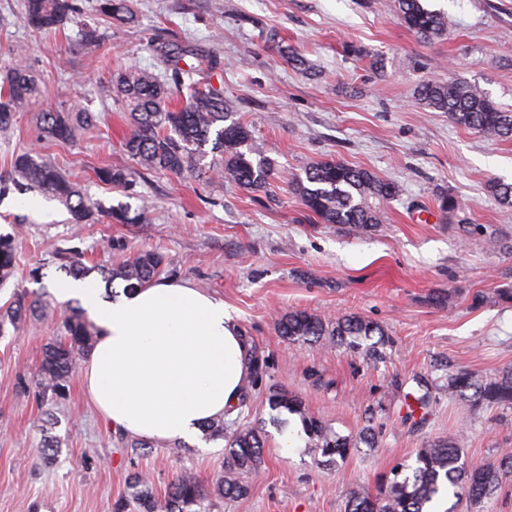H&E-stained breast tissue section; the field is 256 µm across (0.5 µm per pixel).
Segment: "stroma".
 Masks as SVG:
<instances>
[{"mask_svg":"<svg viewBox=\"0 0 512 512\" xmlns=\"http://www.w3.org/2000/svg\"><path fill=\"white\" fill-rule=\"evenodd\" d=\"M393 2L130 0L132 21L110 23L98 0H72L64 25L40 33L23 21L24 0H0V78L23 61L38 86L36 100L0 130V175L28 152L59 166L103 207L123 203L145 215L138 224H73L40 192L15 185L0 194V234L17 244L0 312L20 293L52 295L66 278L58 254L71 250L96 278L155 249L164 256L160 279L224 299L264 361L224 428L262 426L265 463L247 497L213 499L211 512H345L350 491H376L426 442H458L470 465L512 449V406L478 405L443 389L449 372L492 378L512 366V299L500 294L512 251L463 236L458 224L463 218L512 241V205L489 190L494 181L512 183V140L458 127L416 96L423 80L456 79L512 108V0H425L448 20L430 41L399 24ZM89 30L98 39L92 51L83 45ZM184 49L202 61L193 82L220 91L251 125L255 146L274 165L266 190L146 170L124 153L130 125L117 74L146 70L174 84L160 54ZM292 53L302 66L290 65ZM48 111L87 112L95 122L65 144L44 133ZM325 159L398 186L373 231L359 235L307 214L292 179ZM107 165L125 169L127 185L100 183L95 170ZM445 194L460 201L458 217L441 211ZM291 310L364 317L393 345L371 361L333 344L285 340L277 322ZM59 316L49 305L0 336V512H115L135 473L149 477L159 498L185 471L213 491L225 440L204 448L155 442L137 452L117 446L84 387L86 356L65 397L40 402L34 379ZM421 379L431 404L416 428L402 417ZM277 390L300 396L309 414L357 448L335 465H316L298 417L270 410ZM369 415L379 429L371 447L357 440ZM47 435L58 442L50 464L40 454Z\"/></svg>","mask_w":512,"mask_h":512,"instance_id":"obj_1","label":"stroma"}]
</instances>
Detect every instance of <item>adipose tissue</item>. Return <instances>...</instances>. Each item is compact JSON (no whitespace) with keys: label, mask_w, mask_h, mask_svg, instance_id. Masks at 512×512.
Returning a JSON list of instances; mask_svg holds the SVG:
<instances>
[{"label":"adipose tissue","mask_w":512,"mask_h":512,"mask_svg":"<svg viewBox=\"0 0 512 512\" xmlns=\"http://www.w3.org/2000/svg\"><path fill=\"white\" fill-rule=\"evenodd\" d=\"M54 292L63 302L78 298L99 328L84 383L114 429L191 443L204 424L236 411L251 351L223 299L172 280L110 300L89 280Z\"/></svg>","instance_id":"1"}]
</instances>
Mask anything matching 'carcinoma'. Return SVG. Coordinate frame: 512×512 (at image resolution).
Returning <instances> with one entry per match:
<instances>
[{
    "label": "carcinoma",
    "instance_id": "1",
    "mask_svg": "<svg viewBox=\"0 0 512 512\" xmlns=\"http://www.w3.org/2000/svg\"><path fill=\"white\" fill-rule=\"evenodd\" d=\"M397 19L416 35L434 39L446 31V17L426 8L421 0H395ZM71 11L70 0H26L24 19L38 31L60 28ZM98 11L118 22H126L131 13L127 0H99ZM130 116L131 130L124 138V152L141 167L169 172H208L213 177L229 179L240 187L261 191L269 185L273 163L259 155L252 143L251 127L224 110V97L215 90L203 91L188 86L185 101L171 106V90L149 71L128 72L116 77ZM37 89L28 66L20 62L0 85V129L10 128L16 112L32 103ZM417 97L428 108L445 112L456 125L494 138L512 139V109L493 101L485 92L460 81L427 80L417 88ZM47 136L62 143L76 140L80 129L90 122L84 112H46L43 114ZM221 155L215 165H206L205 146ZM12 171L30 189H37L59 201L68 211L70 222L86 224L100 216L117 224H137L142 214L129 215L123 204L104 208L87 200L78 185L54 165L23 152L15 156ZM97 179L107 185H124L127 174L110 167L96 171ZM292 183L297 196L310 216L323 224L347 226L365 232L384 220L380 204L394 198L398 187L359 168L335 160H325L304 170ZM16 244L0 236V284L15 270ZM64 270L77 279L88 270L79 254L67 252ZM163 256L154 250H140L131 261L111 270L106 287L116 280L125 288H137L151 282L160 272ZM41 298H19L9 311L0 314V334L5 325L17 326L26 313L42 309ZM60 335L45 344L42 362L35 379L38 397L52 403L64 396L75 370V353L92 346L93 326L83 313L65 303L57 324ZM280 336L290 341L320 342L330 340L347 351L370 360L383 357V349L392 344L383 326L357 315H343L326 320L305 310L286 313L278 322ZM452 396L470 395L479 404L512 405V368L490 379L468 371L448 375L444 385ZM271 409L299 417L309 435L310 447L320 452L324 463L334 464L352 450V442L329 431L310 416L302 399L286 391L268 398ZM213 437L225 439L224 476L214 495L234 500L249 494L248 478L265 463L262 428L244 423L233 433H224V422L212 421L206 427ZM462 449L457 443L435 441L418 449L415 462L393 471V478L382 481L377 494L364 490L350 493L347 512H433L445 496L465 500L472 505L489 498L506 475L512 474V452L505 451L494 462L467 467L461 463ZM408 474H403V471ZM131 498L137 512H204L200 506L208 499L196 478L184 471L162 499L156 498L150 484L137 473L130 481Z\"/></svg>",
    "mask_w": 512,
    "mask_h": 512
}]
</instances>
